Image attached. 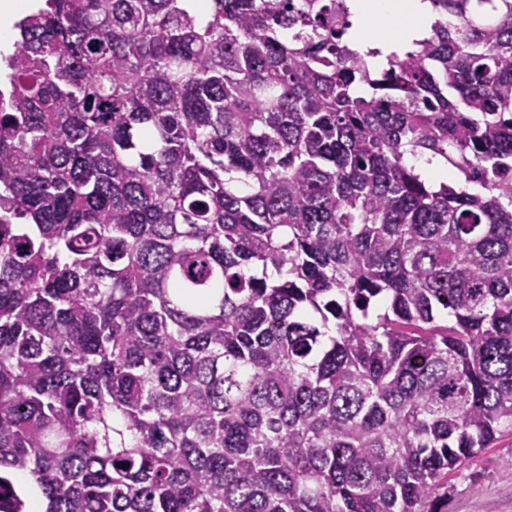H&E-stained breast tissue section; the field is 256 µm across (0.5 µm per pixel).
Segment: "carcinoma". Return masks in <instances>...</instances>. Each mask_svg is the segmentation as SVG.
<instances>
[{
	"label": "carcinoma",
	"mask_w": 512,
	"mask_h": 512,
	"mask_svg": "<svg viewBox=\"0 0 512 512\" xmlns=\"http://www.w3.org/2000/svg\"><path fill=\"white\" fill-rule=\"evenodd\" d=\"M185 3L0 59V512H445L512 432V0L381 70L348 0ZM405 161L408 165L415 166L426 179L437 184L441 182L448 183V172L460 178L462 177L458 172L451 169L448 170V166L440 158H431L430 161H427L426 158L414 159L408 155Z\"/></svg>",
	"instance_id": "obj_1"
}]
</instances>
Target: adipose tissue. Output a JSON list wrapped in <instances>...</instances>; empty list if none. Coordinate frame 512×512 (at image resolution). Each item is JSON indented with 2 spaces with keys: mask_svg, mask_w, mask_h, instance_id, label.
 <instances>
[{
  "mask_svg": "<svg viewBox=\"0 0 512 512\" xmlns=\"http://www.w3.org/2000/svg\"><path fill=\"white\" fill-rule=\"evenodd\" d=\"M353 9L360 15L362 27L383 23L394 32L393 39L379 41L380 56L370 58L375 68L385 64L387 53L428 32L435 20L428 0H353Z\"/></svg>",
  "mask_w": 512,
  "mask_h": 512,
  "instance_id": "adipose-tissue-1",
  "label": "adipose tissue"
}]
</instances>
